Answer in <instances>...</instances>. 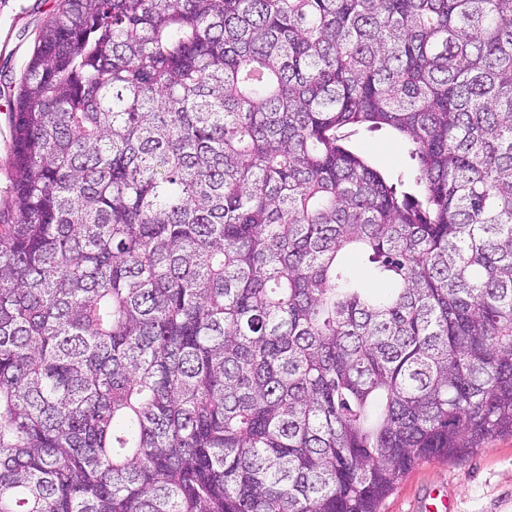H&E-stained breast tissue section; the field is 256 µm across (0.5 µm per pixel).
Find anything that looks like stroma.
<instances>
[{"label": "stroma", "mask_w": 512, "mask_h": 512, "mask_svg": "<svg viewBox=\"0 0 512 512\" xmlns=\"http://www.w3.org/2000/svg\"><path fill=\"white\" fill-rule=\"evenodd\" d=\"M58 5L59 0H0V208L11 193L9 106L38 30ZM348 143L385 177L411 171L407 147L394 132L356 131ZM445 502L452 512H512V435L489 438L459 460L419 463L379 512H426Z\"/></svg>", "instance_id": "1"}]
</instances>
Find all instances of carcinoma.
I'll return each mask as SVG.
<instances>
[{
    "label": "carcinoma",
    "instance_id": "carcinoma-1",
    "mask_svg": "<svg viewBox=\"0 0 512 512\" xmlns=\"http://www.w3.org/2000/svg\"><path fill=\"white\" fill-rule=\"evenodd\" d=\"M10 112L0 512H378L512 435V0H60ZM347 136L348 144L385 177L396 179L400 175L412 173L407 147L394 132L356 131ZM345 263L347 267L358 277L365 288L375 294L383 293L389 285L383 282L372 280L366 273L364 261L360 253L350 251L345 255Z\"/></svg>",
    "mask_w": 512,
    "mask_h": 512
}]
</instances>
